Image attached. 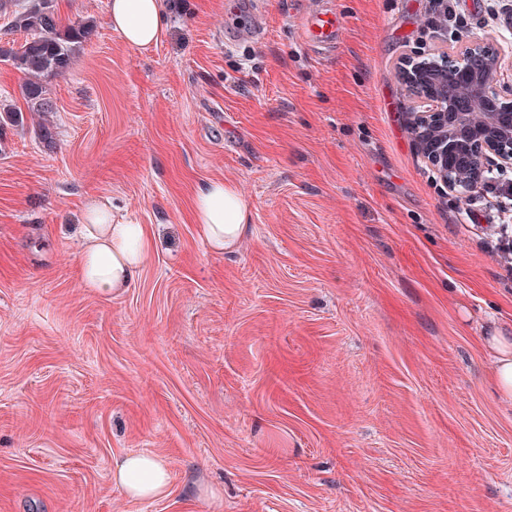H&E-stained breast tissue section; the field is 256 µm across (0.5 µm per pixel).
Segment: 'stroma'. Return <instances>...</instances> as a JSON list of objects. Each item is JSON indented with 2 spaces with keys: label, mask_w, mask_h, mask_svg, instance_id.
<instances>
[{
  "label": "stroma",
  "mask_w": 512,
  "mask_h": 512,
  "mask_svg": "<svg viewBox=\"0 0 512 512\" xmlns=\"http://www.w3.org/2000/svg\"><path fill=\"white\" fill-rule=\"evenodd\" d=\"M164 0L128 46L109 0H55L93 27L48 80L53 111L0 59V512H512V400L485 337L512 336V272L480 237L504 199L447 189L418 154L399 62L436 43L433 0H334L336 51L307 47L312 0ZM507 0H457L449 38L494 44ZM252 205L209 251L200 184ZM145 225L129 287L81 280L85 207ZM163 461L133 500L113 462ZM112 482L132 499H158L168 493L170 473L156 457L132 454L114 462Z\"/></svg>",
  "instance_id": "stroma-1"
}]
</instances>
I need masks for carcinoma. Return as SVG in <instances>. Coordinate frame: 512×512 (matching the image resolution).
I'll list each match as a JSON object with an SVG mask.
<instances>
[{"mask_svg": "<svg viewBox=\"0 0 512 512\" xmlns=\"http://www.w3.org/2000/svg\"><path fill=\"white\" fill-rule=\"evenodd\" d=\"M10 29L24 33L26 38L15 47L0 46V58L28 76L23 85L24 98L42 112L53 111V103L45 97L44 81L69 69L77 47L91 30L83 23H63L53 0H39L14 15Z\"/></svg>", "mask_w": 512, "mask_h": 512, "instance_id": "obj_1", "label": "carcinoma"}]
</instances>
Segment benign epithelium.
I'll list each match as a JSON object with an SVG mask.
<instances>
[{
    "label": "benign epithelium",
    "instance_id": "benign-epithelium-1",
    "mask_svg": "<svg viewBox=\"0 0 512 512\" xmlns=\"http://www.w3.org/2000/svg\"><path fill=\"white\" fill-rule=\"evenodd\" d=\"M500 56L485 42L459 59L442 50L402 59L404 96L421 154L450 189H480L512 171V97L497 89Z\"/></svg>",
    "mask_w": 512,
    "mask_h": 512
}]
</instances>
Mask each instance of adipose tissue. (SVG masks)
<instances>
[{
	"instance_id": "obj_1",
	"label": "adipose tissue",
	"mask_w": 512,
	"mask_h": 512,
	"mask_svg": "<svg viewBox=\"0 0 512 512\" xmlns=\"http://www.w3.org/2000/svg\"><path fill=\"white\" fill-rule=\"evenodd\" d=\"M110 22L129 46L155 45L166 29L163 0H111ZM250 210L249 201L232 184L218 179L200 186L194 197L198 233L218 253L233 248L246 233ZM80 231L86 287L115 290L137 277L150 246L143 225L115 223L107 204L94 202L83 214ZM112 482L130 498L158 499L169 490L170 473L156 457L132 454L114 462Z\"/></svg>"
}]
</instances>
